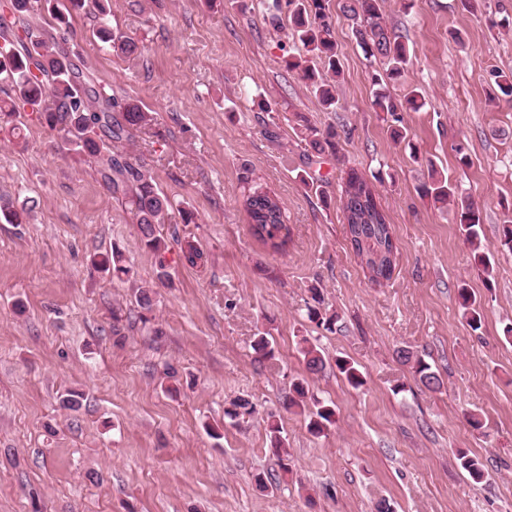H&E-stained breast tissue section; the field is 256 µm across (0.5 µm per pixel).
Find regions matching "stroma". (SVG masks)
Masks as SVG:
<instances>
[{
  "mask_svg": "<svg viewBox=\"0 0 512 512\" xmlns=\"http://www.w3.org/2000/svg\"><path fill=\"white\" fill-rule=\"evenodd\" d=\"M272 3L112 0L113 25L142 51L131 63L93 37L92 11L61 27L55 15L68 0H30L26 22L118 101L154 113L152 134L116 149L146 162L195 221L161 226L173 285L158 287L149 323L138 322L131 284L92 263L116 246L138 280L154 278L156 258L140 248L133 214L37 120L26 119L19 140L0 130V195L28 211L24 223H0V512H376L383 499L395 512H512V344L502 335L512 323V254L496 249L512 204V101H488L490 71L512 68V0H482L474 13L461 0L408 9L384 0L413 51L391 92L427 93L404 115L407 145L372 108L344 0L328 2L342 62L334 112L286 69L298 43L287 8ZM304 117L341 132L339 155L305 149ZM423 157L478 207L495 251L492 279L453 214L418 193ZM351 168L383 175L377 201L397 260L380 286L368 283L347 238L340 195ZM303 171L312 186L299 182ZM248 182L284 203L287 253L253 235L242 206ZM185 241L202 252L197 265L184 260ZM462 282L483 311L476 332L461 316ZM314 287L339 316L333 330L307 318ZM259 332L269 333L273 359L254 354ZM304 337L328 359L355 362L365 380L352 388L330 367L308 376L315 398L336 406L321 437L283 407L291 380L306 376ZM404 345L439 372L440 388L415 382L396 358ZM169 365L181 380L174 398L161 387ZM70 389L84 394L76 413L59 404ZM239 398L256 411L234 426L224 411ZM271 419L283 428L290 471L270 447ZM207 422L221 438L207 435ZM461 449L483 459L482 484L460 467Z\"/></svg>",
  "mask_w": 512,
  "mask_h": 512,
  "instance_id": "35a3bbf8",
  "label": "stroma"
}]
</instances>
